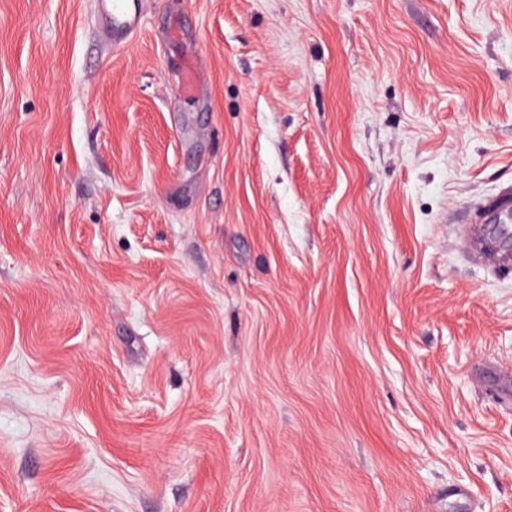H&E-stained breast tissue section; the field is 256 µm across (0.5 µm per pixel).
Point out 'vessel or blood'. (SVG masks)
<instances>
[{"mask_svg": "<svg viewBox=\"0 0 512 512\" xmlns=\"http://www.w3.org/2000/svg\"><path fill=\"white\" fill-rule=\"evenodd\" d=\"M99 17L113 44H124L142 25L140 0H99ZM463 231L473 264L501 273L511 269L512 256L497 244L512 235V187L473 207Z\"/></svg>", "mask_w": 512, "mask_h": 512, "instance_id": "vessel-or-blood-1", "label": "vessel or blood"}]
</instances>
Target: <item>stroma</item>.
<instances>
[{
    "label": "stroma",
    "instance_id": "obj_1",
    "mask_svg": "<svg viewBox=\"0 0 512 512\" xmlns=\"http://www.w3.org/2000/svg\"><path fill=\"white\" fill-rule=\"evenodd\" d=\"M141 2L0 0V512H512V0ZM102 28L114 45H122L141 27L140 0H99ZM512 187H503L493 202H482L473 209L463 224L468 254L473 264L484 270L490 268L506 273L510 261L507 251L498 250L497 242L512 234ZM503 246L512 253V236L503 240Z\"/></svg>",
    "mask_w": 512,
    "mask_h": 512
}]
</instances>
